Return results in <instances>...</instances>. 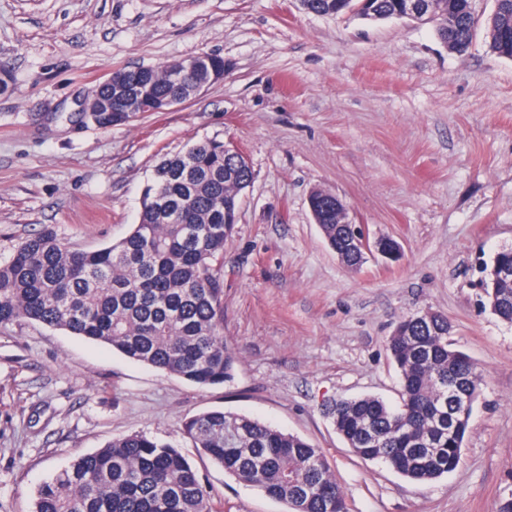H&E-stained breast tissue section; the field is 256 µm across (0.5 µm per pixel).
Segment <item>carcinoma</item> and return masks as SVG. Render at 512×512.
I'll return each mask as SVG.
<instances>
[{
	"mask_svg": "<svg viewBox=\"0 0 512 512\" xmlns=\"http://www.w3.org/2000/svg\"><path fill=\"white\" fill-rule=\"evenodd\" d=\"M308 12L339 16L356 0H299ZM436 35L464 54L479 22L490 50L512 59V0H495L480 19L476 0H421ZM368 22L402 18L403 0H371ZM224 58L206 53L176 82L164 69H119L147 93L153 110L189 99L213 84ZM227 143L194 144L156 166L144 192L139 223L116 244L76 251L46 229L22 240L0 262V328L20 320L65 329L124 356L199 386L233 379L234 353L224 341V245L253 180ZM315 219L336 257L348 268L363 263L352 228L336 223V202L313 195ZM512 248L498 251L482 280L484 305L512 324ZM452 324L437 311L405 317L387 341L401 377L397 406L376 396L336 398L326 409L336 433L363 460L382 461L415 483L453 471L469 419L458 414L448 388H462L474 404L485 378L451 348ZM184 432L235 480L288 506L289 512H347L344 493L322 449L264 422L224 410L189 419ZM33 512H212L198 470L172 445L131 433L80 456L43 482Z\"/></svg>",
	"mask_w": 512,
	"mask_h": 512,
	"instance_id": "obj_1",
	"label": "carcinoma"
}]
</instances>
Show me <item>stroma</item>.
I'll use <instances>...</instances> for the list:
<instances>
[{"label":"stroma","instance_id":"obj_1","mask_svg":"<svg viewBox=\"0 0 512 512\" xmlns=\"http://www.w3.org/2000/svg\"><path fill=\"white\" fill-rule=\"evenodd\" d=\"M224 58V77L167 112L109 126L80 105L119 68ZM0 260L44 228L94 251L138 223L155 166L210 139L254 173L224 247L232 382L201 387L62 329L0 328V512H32L41 483L143 432L202 475L214 512H287L195 448L184 422L222 408L322 448L348 512H499L512 498V326L480 302L481 270L512 247V60L477 27L450 52L433 28L321 16L299 0H0ZM340 197L398 255L341 264L308 196ZM433 310L486 375L457 467L412 483L357 457L327 404L399 402L386 350Z\"/></svg>","mask_w":512,"mask_h":512}]
</instances>
